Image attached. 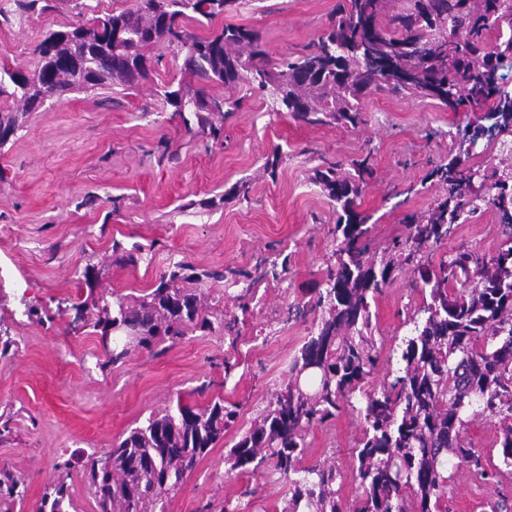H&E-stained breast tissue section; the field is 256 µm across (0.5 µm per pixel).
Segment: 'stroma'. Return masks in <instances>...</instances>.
I'll return each instance as SVG.
<instances>
[{"label": "stroma", "instance_id": "1", "mask_svg": "<svg viewBox=\"0 0 512 512\" xmlns=\"http://www.w3.org/2000/svg\"><path fill=\"white\" fill-rule=\"evenodd\" d=\"M339 0H241L237 11L188 26L204 38L226 24L243 25L262 36L270 61L302 51L328 23ZM136 0H61L57 10L0 27V65L33 71L34 47L52 31L134 8ZM149 75L131 89L113 87L74 92L46 100L30 112L18 140L0 148V337L10 339L0 354V469H8L26 493L0 512H36L56 466L71 461L76 512H96L83 473L91 453L103 451L141 426L150 413L177 403L205 407L221 399L239 415L184 483L172 493L166 512H220L225 502L250 496L259 512H281L288 485L279 475L230 471L229 448L247 431L279 388L288 364L312 325V316L291 315L323 288L334 247L330 234L336 206L312 182L328 162L348 163L370 155L376 170L361 197L359 212L371 217L370 238L383 250L403 229L408 214L426 210L444 196L432 177L439 165H463L492 172L503 136L468 150L466 134L487 124L483 108L451 112L432 100L369 91L362 100L363 124L310 126L288 113H269L261 96L240 86L243 101L224 117V136L213 142L187 130L158 91L178 87L186 46H157L148 52ZM174 158L159 162L162 149ZM281 161L276 177L260 176L273 153ZM249 184L248 200L230 197L233 186ZM494 209L454 225L444 242L426 250L438 269L465 245L491 254L504 239ZM147 249L133 264L115 262L113 240ZM288 249L290 271L282 281L259 284L248 312L235 299L239 287L204 283L207 328L151 349L132 351L109 364L92 328L74 326L73 304L90 296L117 295L134 303L171 261L224 272L254 270L270 247ZM94 265L99 277L87 286L82 271ZM371 304L374 336L382 360L365 388H380L397 373L393 351L411 331L408 316L424 293L409 268ZM33 306L35 318L23 316ZM233 329H225L227 320ZM238 361L232 378L225 359ZM361 396L343 406L332 422L309 431L303 465L328 464L342 475L343 501L361 492L357 448L363 436ZM449 512H491L495 502L512 506V473L482 483L467 463L449 459Z\"/></svg>", "mask_w": 512, "mask_h": 512}]
</instances>
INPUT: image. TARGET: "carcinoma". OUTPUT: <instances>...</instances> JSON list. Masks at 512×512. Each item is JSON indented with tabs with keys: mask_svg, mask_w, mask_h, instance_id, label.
Returning <instances> with one entry per match:
<instances>
[{
	"mask_svg": "<svg viewBox=\"0 0 512 512\" xmlns=\"http://www.w3.org/2000/svg\"><path fill=\"white\" fill-rule=\"evenodd\" d=\"M55 0H8L0 5V25L30 13L55 9ZM136 9L97 17L92 25L53 31L33 53L37 69L26 74L0 67V148L24 127L26 114L45 100L95 87L135 86L148 76L146 51L185 44V23L202 24L229 13L238 0H139ZM186 63L194 80L219 83L226 94L201 89L189 95L166 90L185 127L217 141L224 113L238 108L231 91L246 82L271 112H287L307 125L364 123L360 99L371 88L438 101L457 112L482 106L504 92L498 80L503 60L512 58V0H345L327 30L304 51L271 65L260 34L226 24L192 40ZM371 155L315 169L314 183L340 207L331 234L336 237L334 267L326 287L310 305L317 315L301 348L291 359L288 378L259 412L250 428L229 448L230 470L265 469L288 481L281 512H447L448 456L469 464L481 480L495 476L484 456L462 432L464 413L499 425V459L512 467V163L486 175L436 169L448 197L436 207L406 218L404 233L378 254L365 240L369 217L357 211L375 170ZM494 208L507 231L493 255L462 247L439 266L427 267L424 248L439 244L451 226L482 209ZM276 258L253 276L232 272L246 283V299L264 280L288 274L289 256ZM409 266L430 286L429 300L410 317L400 368L378 391H364L377 368L379 348L371 329V302L381 295L393 271ZM224 272L194 271L179 260L169 264L151 292L135 304L118 297L93 304V328L106 343L108 330L138 329V347L155 339H175L190 327L211 325L194 288L183 283L222 281ZM365 393V429L357 452L362 493L350 503L338 496L340 473L333 466H302L306 435L336 417L355 392ZM237 416L236 405L214 401L196 410L187 405L150 415L145 423L85 463L97 512H164L197 462L224 439ZM69 476L60 475L44 494L37 512L72 507ZM0 492L23 497L19 481L0 471Z\"/></svg>",
	"mask_w": 512,
	"mask_h": 512,
	"instance_id": "1",
	"label": "carcinoma"
}]
</instances>
